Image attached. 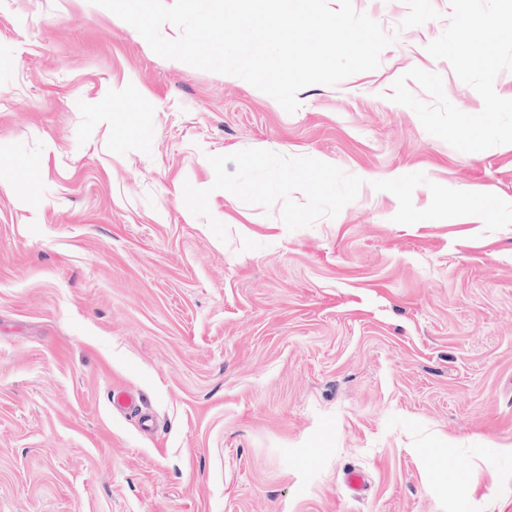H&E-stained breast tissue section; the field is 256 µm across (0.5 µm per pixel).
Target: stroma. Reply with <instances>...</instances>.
I'll use <instances>...</instances> for the list:
<instances>
[{
	"label": "stroma",
	"mask_w": 512,
	"mask_h": 512,
	"mask_svg": "<svg viewBox=\"0 0 512 512\" xmlns=\"http://www.w3.org/2000/svg\"><path fill=\"white\" fill-rule=\"evenodd\" d=\"M432 4L353 0L395 41L290 114L90 0H0V512H512V144L391 101L416 67L483 108Z\"/></svg>",
	"instance_id": "35a3bbf8"
}]
</instances>
